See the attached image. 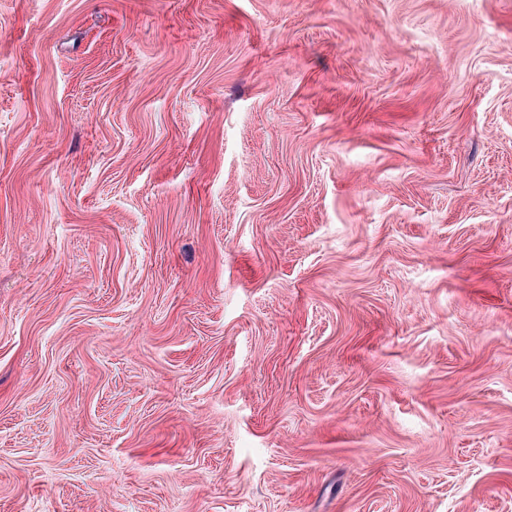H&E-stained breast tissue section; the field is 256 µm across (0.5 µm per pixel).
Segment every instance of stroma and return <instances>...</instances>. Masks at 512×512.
<instances>
[{"instance_id": "obj_1", "label": "stroma", "mask_w": 512, "mask_h": 512, "mask_svg": "<svg viewBox=\"0 0 512 512\" xmlns=\"http://www.w3.org/2000/svg\"><path fill=\"white\" fill-rule=\"evenodd\" d=\"M0 512H512V0H0Z\"/></svg>"}]
</instances>
